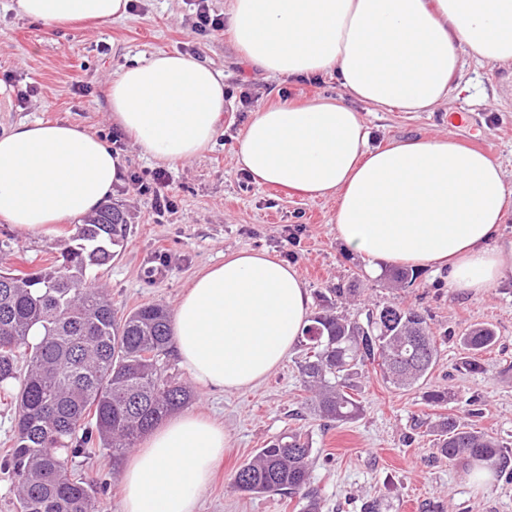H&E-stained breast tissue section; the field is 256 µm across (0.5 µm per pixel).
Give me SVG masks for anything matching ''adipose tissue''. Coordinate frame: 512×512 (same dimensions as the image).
Returning <instances> with one entry per match:
<instances>
[{"label": "adipose tissue", "mask_w": 512, "mask_h": 512, "mask_svg": "<svg viewBox=\"0 0 512 512\" xmlns=\"http://www.w3.org/2000/svg\"><path fill=\"white\" fill-rule=\"evenodd\" d=\"M130 0H15L56 29L125 17ZM229 28L254 69L291 78L335 74L339 98L254 113L235 164L259 186L336 202V238L368 261L437 267L449 287L482 294L512 281V186L502 166L447 136L369 144L352 101L429 112L445 100L461 52L512 65V0H230ZM112 121L139 150L178 165L203 156L225 109L224 74L179 52L125 66L108 95ZM124 161L71 123L0 133V221L28 236L93 216ZM294 265L239 250L200 271L173 313L180 365L203 391H245L274 371L309 324ZM229 435L198 413L170 418L129 456L122 512H197Z\"/></svg>", "instance_id": "ef3b65f1"}]
</instances>
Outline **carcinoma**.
<instances>
[{
    "instance_id": "carcinoma-1",
    "label": "carcinoma",
    "mask_w": 512,
    "mask_h": 512,
    "mask_svg": "<svg viewBox=\"0 0 512 512\" xmlns=\"http://www.w3.org/2000/svg\"><path fill=\"white\" fill-rule=\"evenodd\" d=\"M125 218L112 205L78 227L76 246L35 273L0 269V394L14 401L15 441L7 464L16 482L17 512H96L91 482L68 473L69 458L99 442L120 460L170 413L186 406L191 391L169 374L173 330L166 308L147 304L117 319L112 298L88 284V273L112 262L125 233ZM356 292L336 288L304 329L299 365L311 393L310 410L338 423L357 418L354 397L365 368L376 364L384 379L407 388L437 364L438 342L424 313L400 303L370 310L366 323L336 311L335 300ZM490 324L467 329L460 343L474 355L497 343ZM25 358V370L19 359ZM437 453L450 461L504 470L512 453L494 437L460 426L451 416L432 425ZM312 442L300 433L269 441L235 474L238 490L283 492L321 512L310 487Z\"/></svg>"
}]
</instances>
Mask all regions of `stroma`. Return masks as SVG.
<instances>
[{"instance_id": "1", "label": "stroma", "mask_w": 512, "mask_h": 512, "mask_svg": "<svg viewBox=\"0 0 512 512\" xmlns=\"http://www.w3.org/2000/svg\"><path fill=\"white\" fill-rule=\"evenodd\" d=\"M127 18L91 29L49 30L0 0V131L21 122H70L95 132L124 158L120 184L110 202L123 212L126 233L112 262L90 280L105 288L117 316L159 303L174 309L192 278L223 262L225 254L263 249L294 265L311 297L356 283L359 296L343 301L348 317L364 320L368 308L400 301L426 311L439 335V357L423 384L395 388L377 366L359 381L362 414L347 423L310 415L299 373L304 357L295 347L257 387L243 392L194 393L187 409L223 423L232 442L212 482L200 494L199 512H297L284 494L239 491L237 469L266 442L289 432L309 437L316 453L311 486L322 512H363L380 500L382 512H512V476L495 474L484 484L467 475L463 460L440 458L431 424L451 416L512 448V281L486 294L450 288L445 272L421 269L412 286L389 288L369 276L367 262L344 251L336 239V203L257 186L234 163L236 141L253 110L314 97H339L335 76L318 83L259 75L242 59L228 32H195L188 0H134ZM157 52L197 55L223 71L231 98L214 148L185 165L164 166L115 138L107 91L122 67ZM248 95L242 110L240 95ZM370 146L407 137L449 134L458 143H478L499 162L512 186V69L462 54L446 101L430 112H397L360 106ZM165 171L170 205L159 209L132 176ZM75 221L57 234L28 237L0 222V266L24 272L59 256L71 245ZM477 323L492 324L499 341L481 356L483 372L465 371L461 334ZM431 389L448 400L428 404ZM75 476L92 480L99 512H122L121 465L106 450L72 460Z\"/></svg>"}]
</instances>
